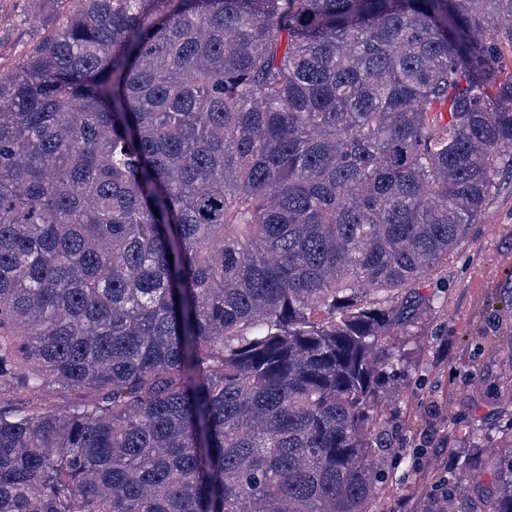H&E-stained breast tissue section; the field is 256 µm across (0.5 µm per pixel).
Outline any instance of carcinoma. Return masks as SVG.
I'll use <instances>...</instances> for the list:
<instances>
[{"mask_svg":"<svg viewBox=\"0 0 512 512\" xmlns=\"http://www.w3.org/2000/svg\"><path fill=\"white\" fill-rule=\"evenodd\" d=\"M0 71V512H371L390 338L512 168V0H41ZM491 512H512V461Z\"/></svg>","mask_w":512,"mask_h":512,"instance_id":"carcinoma-1","label":"carcinoma"}]
</instances>
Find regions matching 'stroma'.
I'll use <instances>...</instances> for the list:
<instances>
[{
  "instance_id": "35a3bbf8",
  "label": "stroma",
  "mask_w": 512,
  "mask_h": 512,
  "mask_svg": "<svg viewBox=\"0 0 512 512\" xmlns=\"http://www.w3.org/2000/svg\"><path fill=\"white\" fill-rule=\"evenodd\" d=\"M39 0H0V69L17 68L40 31ZM440 300L395 336L402 392L391 412L386 478L372 512H431L449 495L466 512L512 458V171L447 261L426 279Z\"/></svg>"
}]
</instances>
